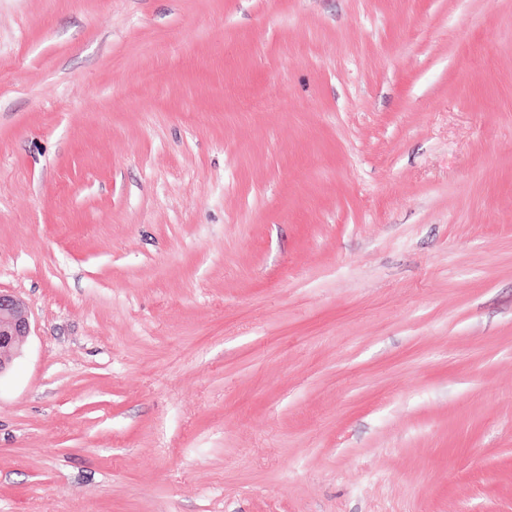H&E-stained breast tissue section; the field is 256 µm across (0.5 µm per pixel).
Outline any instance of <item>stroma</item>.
<instances>
[{
    "instance_id": "stroma-1",
    "label": "stroma",
    "mask_w": 512,
    "mask_h": 512,
    "mask_svg": "<svg viewBox=\"0 0 512 512\" xmlns=\"http://www.w3.org/2000/svg\"><path fill=\"white\" fill-rule=\"evenodd\" d=\"M0 512H512V0H0ZM27 307L19 297L0 291V377L9 372L30 335Z\"/></svg>"
}]
</instances>
